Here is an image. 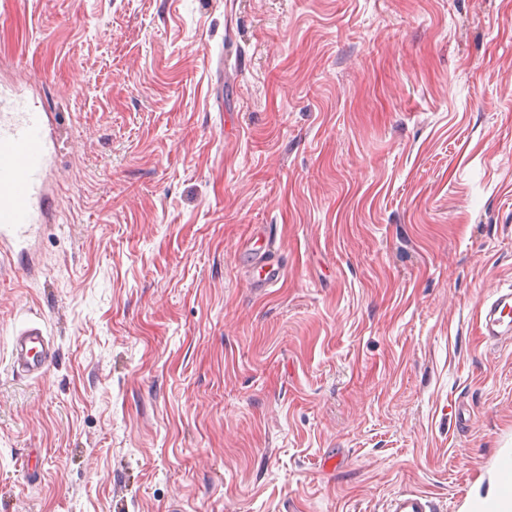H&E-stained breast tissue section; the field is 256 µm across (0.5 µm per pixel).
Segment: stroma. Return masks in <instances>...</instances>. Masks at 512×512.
I'll return each instance as SVG.
<instances>
[{
  "mask_svg": "<svg viewBox=\"0 0 512 512\" xmlns=\"http://www.w3.org/2000/svg\"><path fill=\"white\" fill-rule=\"evenodd\" d=\"M0 84L66 139L33 273L0 265V512H477L512 456L480 320L512 0H0ZM275 246L274 241L267 237L264 243L259 245L257 249H250L252 254V269L256 270L257 276H253L252 284L254 288L273 287L280 278V269L278 266L275 267L272 262L270 253L273 251ZM50 355V339L39 326H27L13 336L11 361L21 375L41 377L46 370ZM431 504V501L420 493H400L390 501L387 512H434Z\"/></svg>",
  "mask_w": 512,
  "mask_h": 512,
  "instance_id": "obj_1",
  "label": "stroma"
}]
</instances>
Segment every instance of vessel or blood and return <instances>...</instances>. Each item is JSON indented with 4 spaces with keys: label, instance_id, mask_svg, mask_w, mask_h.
<instances>
[{
    "label": "vessel or blood",
    "instance_id": "1",
    "mask_svg": "<svg viewBox=\"0 0 512 512\" xmlns=\"http://www.w3.org/2000/svg\"><path fill=\"white\" fill-rule=\"evenodd\" d=\"M57 118L47 108L20 93L0 90V260H24L32 241L45 225L54 223L52 175L57 137ZM275 243L265 239L252 252L254 287H273L280 278L271 253ZM482 334L493 344L512 343V290L496 292L480 314ZM51 342L43 329L31 325L12 339L11 361L26 377L44 374ZM512 501V461H503L498 472V495L486 502L483 512H500ZM388 512H433L430 500L416 492L397 494Z\"/></svg>",
    "mask_w": 512,
    "mask_h": 512
}]
</instances>
